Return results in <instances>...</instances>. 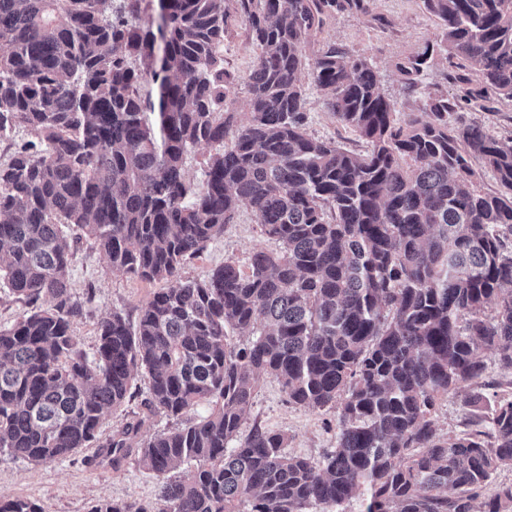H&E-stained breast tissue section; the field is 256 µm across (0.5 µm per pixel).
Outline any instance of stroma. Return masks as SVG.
Returning a JSON list of instances; mask_svg holds the SVG:
<instances>
[{
    "mask_svg": "<svg viewBox=\"0 0 512 512\" xmlns=\"http://www.w3.org/2000/svg\"><path fill=\"white\" fill-rule=\"evenodd\" d=\"M438 33L439 24L425 11L422 0H368L367 12L341 13L329 18L310 37L307 50L313 53L333 44L366 58L379 76L382 92L396 102L402 114L408 115L422 107L428 93L443 88L452 93L458 90L457 85L446 83L437 68L429 71L418 91L411 94L396 70L398 62L425 42L436 40ZM256 53L243 24L232 21L224 36V67L238 77L230 97L241 124L247 122L250 112V93L244 77ZM306 111L307 132L312 137L335 141L349 150H365V141L336 122L311 84L306 87ZM271 247V242L261 235L252 211L243 205L233 222L225 225L222 235L184 263L180 275L182 280L192 281L227 261L243 266L253 252ZM70 275L74 299L86 305V315L75 324L74 334L80 347L88 352L96 343L99 321L115 311L124 313L129 321H136L141 307L163 287L159 281L148 282L112 272L105 256L86 237L74 245ZM484 362L482 377L472 385L473 390L484 394V403L471 405L462 393L439 400L434 414L438 434L455 436L488 429L497 397L512 396V370L502 368L490 353L485 354ZM144 398L145 383L142 377H135L123 406L104 413L103 437H110L113 430L129 421L139 422L138 438L142 441L166 428L168 419L151 412ZM257 425L284 431L289 452L318 460L336 444L338 414L333 407L312 410L288 404L279 382L265 376L255 388L253 405L241 431L249 433ZM158 494L159 481L153 473L131 460L113 466L102 448H84L50 465H35L0 454V497L35 502L44 512H89L102 499L157 510L161 506Z\"/></svg>",
    "mask_w": 512,
    "mask_h": 512,
    "instance_id": "35a3bbf8",
    "label": "stroma"
}]
</instances>
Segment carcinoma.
<instances>
[{"label":"carcinoma","instance_id":"obj_1","mask_svg":"<svg viewBox=\"0 0 512 512\" xmlns=\"http://www.w3.org/2000/svg\"><path fill=\"white\" fill-rule=\"evenodd\" d=\"M365 2L0 0V139L37 137L0 163V284L51 302L0 328V453L47 465L92 447L139 369L151 411L208 412L137 449L162 508L89 512H331L359 491L364 512H512V485L481 497L512 467V397L489 432L442 438L433 421L440 398L481 377L484 354L512 369V136L460 115L490 93L512 104V0H423L440 33L396 65L404 84L441 58L479 77L402 121L365 58L334 45L306 56L327 18ZM233 18L259 50L241 127L224 69ZM305 70L365 151L307 133ZM202 144L218 149L195 185L185 160ZM482 173L497 190L478 188ZM241 204L276 248L182 281ZM64 224L112 272L169 283L136 325L101 320L91 354L73 334L83 310ZM261 374L290 404H339L321 460L286 452L283 431L240 435ZM139 428L112 434V462ZM0 512L43 509L8 499Z\"/></svg>","mask_w":512,"mask_h":512}]
</instances>
